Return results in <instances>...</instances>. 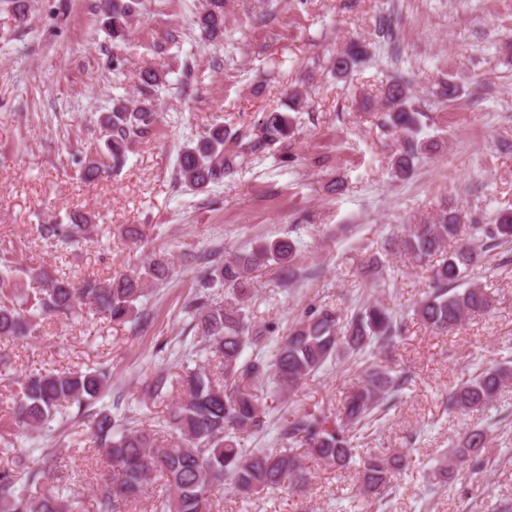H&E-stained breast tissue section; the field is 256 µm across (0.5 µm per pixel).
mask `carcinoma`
<instances>
[{"instance_id": "cac0c4a2", "label": "carcinoma", "mask_w": 512, "mask_h": 512, "mask_svg": "<svg viewBox=\"0 0 512 512\" xmlns=\"http://www.w3.org/2000/svg\"><path fill=\"white\" fill-rule=\"evenodd\" d=\"M141 0H100V14L109 40L118 45L127 40L131 23L140 12ZM227 0H206L197 24L202 36L214 40L224 36ZM368 56L360 40H350L336 55V75L346 76ZM166 74L148 69L141 76L139 99L125 104L118 99L102 114L98 125L104 138V156L80 161L87 182L99 178L104 168L123 167L132 144L147 138L157 126L155 94ZM389 111L381 127L404 138L392 160L398 178L408 176L422 144L416 140L419 112L414 108L407 82L395 79L384 89ZM300 98H288V111L262 113L259 134L246 129L230 131L215 122L197 139L184 145L178 156L176 177L187 188L204 192L221 183L249 163L254 155L277 147L278 161L286 167L293 161L290 139L299 111ZM460 217L444 210L432 224H412L402 240L403 250L418 262L428 263L458 236ZM89 220L69 224H43L40 234L70 247L88 240ZM477 237L460 243L441 263L432 266L429 291L415 303L414 316L426 327L448 332L466 317L484 314L493 306L485 288L468 283L461 287L486 249L512 242V214L503 213L494 224L476 226ZM296 243L288 238L268 241L250 251H240L220 264L202 265L196 271L198 292L187 306L192 330L199 344L175 352L182 373L162 370L143 389V398L156 400L178 392L168 411L158 417L154 429L137 428L138 413L129 409L114 414L101 409L91 415V448L104 455L112 467V482L97 500V512H117L130 499L145 496L157 482L165 494L153 504V512H214L217 494L224 485L236 493L259 497L283 485L304 488L311 473L304 466L299 448L327 467L342 469L353 459L352 429L374 410L403 389L408 378L373 361V351L390 347L405 331L403 320L389 304L373 299L349 315L323 304L305 312L288 334L269 349L259 348L272 326H256L248 317L254 274L268 267L276 270V282L284 284L300 277L295 267ZM169 257L154 254L139 269L104 279H86L75 285L65 275L16 265L0 255V338H29L39 321L56 315H73L81 305H92L115 324L131 320L136 303L149 288L168 278ZM227 291L217 299L215 290ZM361 358L365 368L349 389L342 407L334 414L295 408L277 428L279 448L241 446V436L266 430L267 412L253 393L254 383L268 379L281 392H293L302 381L342 359ZM194 362L192 369L185 364ZM109 380L107 367L82 370L36 368L19 382L20 391L12 406L13 431L0 435V453L14 455L13 466L0 468V512H65L66 499L59 488L48 484L43 469L27 464L43 448H28L17 456V447L27 436L50 429L57 415L72 406L82 408L103 395ZM512 385V369L487 368L454 388L448 405L468 412L492 403ZM490 435L482 427L467 429L452 442L439 459L436 472L445 478L464 463L480 455ZM408 454L368 455L361 460L360 490L385 497L396 475L406 466Z\"/></svg>"}]
</instances>
